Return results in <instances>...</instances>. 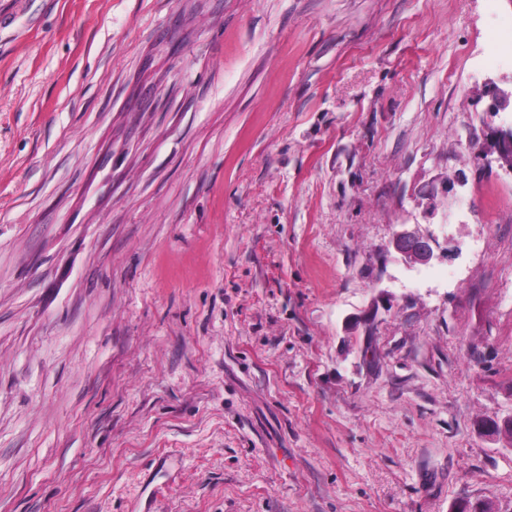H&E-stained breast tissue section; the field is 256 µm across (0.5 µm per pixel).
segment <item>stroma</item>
I'll list each match as a JSON object with an SVG mask.
<instances>
[{
    "label": "stroma",
    "instance_id": "35a3bbf8",
    "mask_svg": "<svg viewBox=\"0 0 512 512\" xmlns=\"http://www.w3.org/2000/svg\"><path fill=\"white\" fill-rule=\"evenodd\" d=\"M496 88L512 0H0V512H512ZM433 240L414 231H401L393 238L395 251L405 258L418 263H427L434 256Z\"/></svg>",
    "mask_w": 512,
    "mask_h": 512
}]
</instances>
